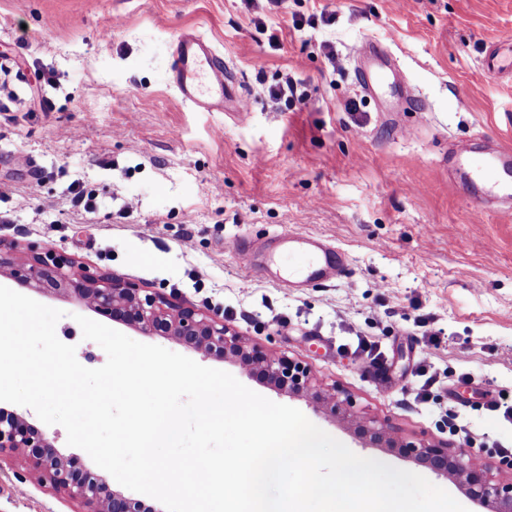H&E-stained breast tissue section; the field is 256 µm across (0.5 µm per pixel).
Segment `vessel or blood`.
I'll return each instance as SVG.
<instances>
[{"label":"vessel or blood","instance_id":"b4317fda","mask_svg":"<svg viewBox=\"0 0 512 512\" xmlns=\"http://www.w3.org/2000/svg\"><path fill=\"white\" fill-rule=\"evenodd\" d=\"M355 57L368 61L362 69L360 86L365 96L376 98L383 88L394 89L399 102L412 101L413 93L401 71L379 43L368 41L355 51ZM174 62L169 72L170 83L181 98L208 112L223 111L233 105L236 112L248 111L249 102L237 85L224 74V59L213 45L198 34L181 35L173 46ZM488 75L512 78V37L492 41L483 60ZM451 172H462L477 181L480 188L473 199L476 218H483L491 204L512 199V149L486 147L475 150L461 147L451 152ZM274 247L299 246L309 251L303 282L333 279L342 266V253L328 242L316 237H302L288 232L275 235Z\"/></svg>","mask_w":512,"mask_h":512}]
</instances>
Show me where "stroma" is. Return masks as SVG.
Returning a JSON list of instances; mask_svg holds the SVG:
<instances>
[{
    "mask_svg": "<svg viewBox=\"0 0 512 512\" xmlns=\"http://www.w3.org/2000/svg\"><path fill=\"white\" fill-rule=\"evenodd\" d=\"M320 12L331 21L294 28ZM186 31L224 58L250 101L246 116L193 108L171 86L172 47ZM509 34L512 0H0V240L225 311L231 331L309 365L393 435L423 434L496 463L512 446L501 414L512 406V217L474 223L469 189L448 178V151L512 147V81L480 73L487 43ZM366 40L413 87L407 111H393L390 92L375 103L358 86L354 51ZM288 79L306 106L271 96ZM283 231L341 248L343 273L292 288L302 250L240 263V246ZM33 298L63 311L56 335L81 365L105 364L76 321L87 308ZM125 334L226 371L356 455L427 477L482 512L449 479L363 446L238 364ZM361 337L380 366L357 351ZM432 375L431 399L420 402ZM75 509L22 453L0 459V512Z\"/></svg>",
    "mask_w": 512,
    "mask_h": 512,
    "instance_id": "1",
    "label": "stroma"
}]
</instances>
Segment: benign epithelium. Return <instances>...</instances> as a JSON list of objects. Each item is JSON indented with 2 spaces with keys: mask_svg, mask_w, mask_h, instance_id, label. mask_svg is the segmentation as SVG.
I'll return each instance as SVG.
<instances>
[{
  "mask_svg": "<svg viewBox=\"0 0 512 512\" xmlns=\"http://www.w3.org/2000/svg\"><path fill=\"white\" fill-rule=\"evenodd\" d=\"M26 259L16 246L0 240V273L45 294H63L91 311L150 335L174 338L204 356L238 362L259 374L280 393L302 399L333 421L348 423L370 444L452 480L487 512H512V479L503 482L485 460L426 437H395L387 424L355 409L351 395L320 384L311 368L286 354L273 355L231 332L218 312H204L142 289L114 273L93 271L50 251L29 248ZM20 451L51 487L84 507L83 512H152L142 501L112 489L109 478L64 457L48 437L17 413L0 411V457Z\"/></svg>",
  "mask_w": 512,
  "mask_h": 512,
  "instance_id": "7a95c632",
  "label": "benign epithelium"
}]
</instances>
